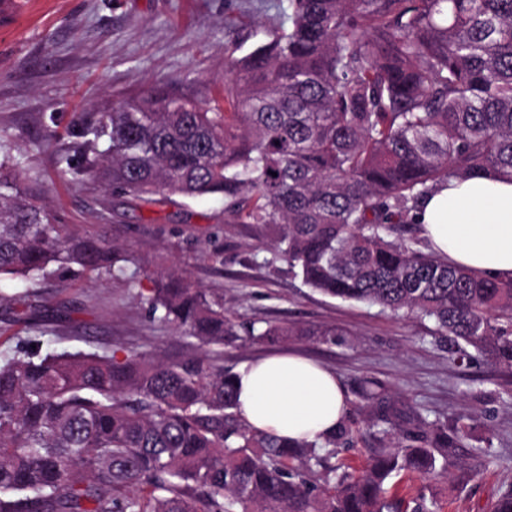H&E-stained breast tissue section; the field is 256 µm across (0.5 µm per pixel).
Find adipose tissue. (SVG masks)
Returning a JSON list of instances; mask_svg holds the SVG:
<instances>
[{
	"label": "adipose tissue",
	"instance_id": "obj_1",
	"mask_svg": "<svg viewBox=\"0 0 512 512\" xmlns=\"http://www.w3.org/2000/svg\"><path fill=\"white\" fill-rule=\"evenodd\" d=\"M421 235L449 263L512 278V182L449 180L423 205ZM238 407L253 428L292 440L322 439L346 411L336 373L295 354L264 357L237 372Z\"/></svg>",
	"mask_w": 512,
	"mask_h": 512
}]
</instances>
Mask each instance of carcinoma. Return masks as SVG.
Listing matches in <instances>:
<instances>
[{"mask_svg":"<svg viewBox=\"0 0 512 512\" xmlns=\"http://www.w3.org/2000/svg\"><path fill=\"white\" fill-rule=\"evenodd\" d=\"M286 2L288 25L225 59L224 108L131 98L81 123L82 162L60 175L136 204L221 195L224 222L261 226L273 261L309 287L429 319L450 353L511 368L512 279L433 253L416 212L451 177L512 181V0ZM20 172L0 159V278L128 279L107 236L61 223ZM140 299L191 355L53 350L0 364V512H437L423 494L406 510L409 492L390 498L386 483L439 477L465 428L424 422L403 444L367 390L380 446L351 473L329 464L354 445L344 421L317 443L242 419L214 350L236 327L224 295L170 273Z\"/></svg>","mask_w":512,"mask_h":512,"instance_id":"1","label":"carcinoma"}]
</instances>
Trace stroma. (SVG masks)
Segmentation results:
<instances>
[{"label":"stroma","instance_id":"stroma-1","mask_svg":"<svg viewBox=\"0 0 512 512\" xmlns=\"http://www.w3.org/2000/svg\"><path fill=\"white\" fill-rule=\"evenodd\" d=\"M281 0H22L0 26V157L24 161L22 182L40 179L64 223L107 228L132 280L81 275L65 281L0 280V295L27 292L31 310L0 304V361L40 337V351L83 349L117 358L143 353L164 360L189 347L172 327L146 318L140 304L153 275L186 273L203 288L224 291L236 320L224 339V369L234 373L256 357L291 351L334 370L357 428L367 382L380 401L401 409L404 438L418 418L472 429L436 480L412 479L433 495L439 512H492L512 485V368L472 355L459 362L434 325L376 307L323 296L273 261L254 224L224 220V201L211 196L135 205L104 188L60 181L73 157L76 123L155 89L212 107L223 101L224 61L245 53L257 28L285 23ZM294 324L300 336L251 342L253 322ZM336 331L329 340L328 331ZM481 454L480 476L464 481L462 465Z\"/></svg>","mask_w":512,"mask_h":512}]
</instances>
